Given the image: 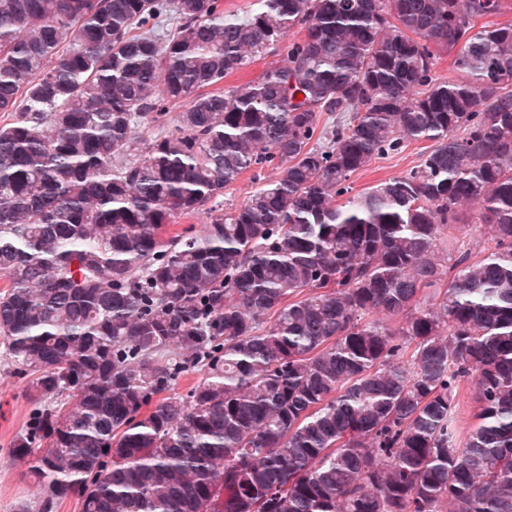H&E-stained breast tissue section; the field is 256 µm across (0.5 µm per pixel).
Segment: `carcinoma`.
I'll list each match as a JSON object with an SVG mask.
<instances>
[{
  "label": "carcinoma",
  "instance_id": "cac0c4a2",
  "mask_svg": "<svg viewBox=\"0 0 512 512\" xmlns=\"http://www.w3.org/2000/svg\"><path fill=\"white\" fill-rule=\"evenodd\" d=\"M504 2L0 0V342L38 512H512V24H471ZM463 203L490 237L455 235ZM284 59L285 55L281 49H270L265 55L257 56L246 68L227 76L224 79V89L254 80L268 68L283 64ZM432 145L430 141H413L398 153L381 156L372 161L364 170L351 179L353 192H361L389 178L401 177L409 173L421 160V156ZM278 169L275 166L253 167L244 172L237 181L224 190V198L219 200L217 209L224 208V203L239 204L252 191L275 180L278 176ZM219 205V206H218ZM205 211L189 217L180 216L175 218L172 229L184 237H203L206 232V224L210 222L209 214ZM202 372L199 368H190L189 370L183 372L171 385L170 390L164 393H161L156 398H164L170 395L176 396H186L190 389L197 383L200 379ZM154 397V400L156 399ZM477 397V389L474 384H465L461 391V401L456 418L457 427L462 435L475 423L474 413L479 405Z\"/></svg>",
  "mask_w": 512,
  "mask_h": 512
}]
</instances>
